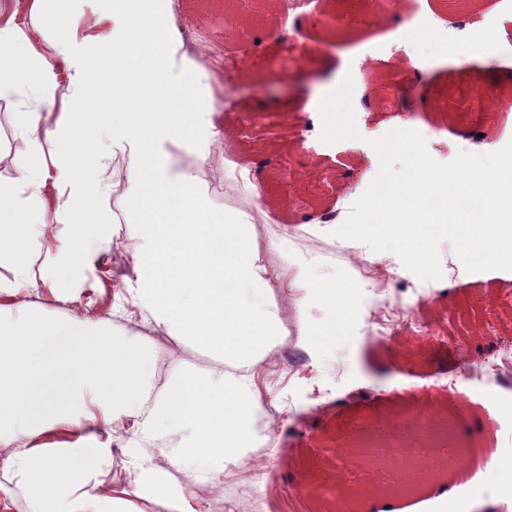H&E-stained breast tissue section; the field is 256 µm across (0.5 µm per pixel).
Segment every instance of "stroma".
Here are the masks:
<instances>
[{
  "label": "stroma",
  "instance_id": "35a3bbf8",
  "mask_svg": "<svg viewBox=\"0 0 512 512\" xmlns=\"http://www.w3.org/2000/svg\"><path fill=\"white\" fill-rule=\"evenodd\" d=\"M224 0H174L176 20L202 53L205 83L214 95L212 115L226 132L222 146L207 157L169 143L176 166L205 187L212 211L231 214L247 225L248 241L266 269V302L277 310L279 340L250 372L251 385L264 397V440L254 451V466L225 463L223 470L206 464L172 468L164 451L178 447L183 433L168 432L158 439L159 451L144 466L166 472L183 487L195 512H287V503L301 488L314 493L303 499L299 512H326L318 496L323 486L340 480H365L364 468L332 463L319 439L353 437L360 424L382 436L376 422L398 415L445 419L461 405L470 416L487 419L486 410L469 405L466 396L447 387L449 366L479 368L485 361L512 349V279L491 278L482 272H463L450 291L435 289L392 335L377 336V324L395 320V304H381L373 279L362 276L350 259L351 245L332 236L331 225L318 222L321 211L346 218L379 169L370 142L410 118L395 103L412 90L426 102L419 112V132L436 161H452L458 151H472L462 128L481 123L488 142L512 141L507 117L512 108L501 105L500 88L476 78V64L459 56L453 64L431 59L423 80H416L413 59L428 51L415 42L408 54L395 56L391 46L404 30H432L439 42L457 41L465 29L456 14L438 0H411L397 22H375L368 0H341L333 22L342 36L324 26L330 9L326 0H283L270 23L273 37H260L257 25L226 23ZM472 24L493 27V68L512 58V0H479ZM288 44H281L280 36ZM352 75L353 105L359 139L335 144L321 141L320 113L308 103L331 91L344 75ZM480 91L492 112L489 122L480 113L462 110L451 117L442 112L446 98L468 102L469 90ZM41 90L27 88L9 101H0V183L11 184L27 155V141L18 117ZM101 162L89 167V187L102 191L101 208L116 241L104 258L80 279L61 283L54 277L57 255L71 228L54 213L67 199L63 184L47 182L42 196L49 217L31 229L29 248L42 271L38 292L19 293L31 310L50 322L90 318L101 321L117 336L142 329V311L130 298L134 285L130 246L138 242L129 217L127 172L133 162L130 146L113 144L108 129L98 133ZM237 168L242 191L224 184V167ZM349 283L360 301L359 317L335 345L318 350L304 343L303 323L329 321V308L309 297V285ZM150 345L157 389L188 373L222 369L219 356L195 341L158 330ZM111 442L108 461L111 486H127L124 469L127 448L135 445L130 425L103 431Z\"/></svg>",
  "mask_w": 512,
  "mask_h": 512
}]
</instances>
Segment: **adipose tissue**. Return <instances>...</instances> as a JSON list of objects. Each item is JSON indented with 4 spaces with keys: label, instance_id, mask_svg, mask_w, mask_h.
I'll list each match as a JSON object with an SVG mask.
<instances>
[{
    "label": "adipose tissue",
    "instance_id": "ef3b65f1",
    "mask_svg": "<svg viewBox=\"0 0 512 512\" xmlns=\"http://www.w3.org/2000/svg\"><path fill=\"white\" fill-rule=\"evenodd\" d=\"M45 3L32 0L31 23L32 32L47 34L48 56L34 52L31 32L6 20L9 3L0 0V100L27 87L47 92L20 115L26 161L15 183L0 187V256H8L15 271L14 281H0V295L16 294L21 282L37 283L27 228L45 221L39 187L47 152H54L59 177L76 196L56 212L58 222L76 225L57 260L61 272L89 265L96 252L110 248L97 233V195L81 180L85 158L98 153L93 134L104 124L113 141L136 150L128 199L142 245L133 254L137 280L129 293L156 327L193 338L225 369L189 374L159 390L145 337L111 336L95 323H49L21 312L0 336V466L27 488L31 512H129L125 497L106 493L101 474L111 449L97 435L100 425L132 418L146 439L186 428L188 440L170 452L177 465L249 463L264 416L249 372L276 341V315L261 288L265 269L242 225L214 214L202 186L174 167L166 149L177 142L203 151L216 136L207 120L212 96L199 91L204 69L180 52L172 0H103V16L118 31L99 34L94 55L78 60L72 49L84 34L66 17H47ZM59 60L76 63L81 91L64 96L51 118L46 109L54 104L49 92ZM103 83L120 94L108 113L100 109ZM49 119L50 132L44 129ZM312 295L334 307L335 319L304 325L303 338L326 347L348 332L358 305L346 284L322 285ZM59 425L72 442L64 448L43 443ZM134 473L136 491L172 512H194L172 478L139 466Z\"/></svg>",
    "mask_w": 512,
    "mask_h": 512
}]
</instances>
